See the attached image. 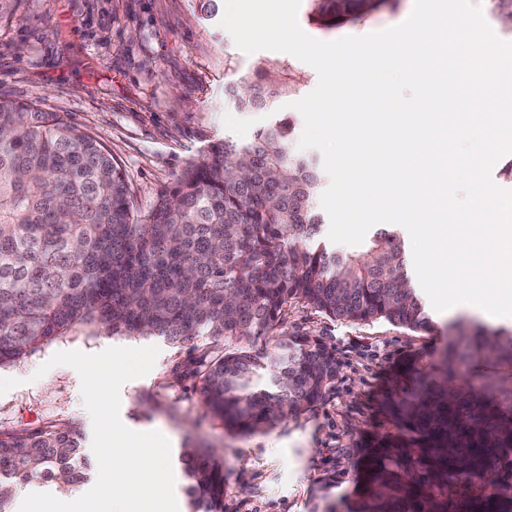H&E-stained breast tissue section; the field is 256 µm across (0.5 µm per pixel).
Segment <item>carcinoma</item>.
Returning a JSON list of instances; mask_svg holds the SVG:
<instances>
[{
	"label": "carcinoma",
	"mask_w": 512,
	"mask_h": 512,
	"mask_svg": "<svg viewBox=\"0 0 512 512\" xmlns=\"http://www.w3.org/2000/svg\"><path fill=\"white\" fill-rule=\"evenodd\" d=\"M309 21L340 27L396 0H308ZM512 33V0H488ZM292 90L288 67L256 70L230 89L243 110H270ZM294 120L253 141H226L190 164L145 215L123 172L66 114L0 98V367L79 330L159 336L190 359L205 411L252 432L301 416L333 388L335 352L292 335L261 358L246 342L272 331L289 303L350 322L425 330L429 317L406 271L404 242L380 230L338 255L319 239L314 158L290 150ZM438 361L402 372L410 386L387 403L396 432L370 448L345 512H512V329L460 321ZM269 372L270 386L259 384ZM79 423L0 433V512L21 484L61 491L83 478ZM188 512H224V457L186 448Z\"/></svg>",
	"instance_id": "cac0c4a2"
}]
</instances>
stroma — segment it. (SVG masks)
<instances>
[{"instance_id":"1","label":"stroma","mask_w":512,"mask_h":512,"mask_svg":"<svg viewBox=\"0 0 512 512\" xmlns=\"http://www.w3.org/2000/svg\"><path fill=\"white\" fill-rule=\"evenodd\" d=\"M413 6L414 0H399L396 9L325 31L309 22L302 0L298 22L309 36L332 41L398 25ZM279 64L296 88L277 97V105L315 89L311 66L284 52L244 53L220 23L203 19L194 0H20L10 23L0 26V97L39 102L87 129L123 170L144 213L211 144L249 143L268 124V111L238 110L229 88L259 67ZM430 317V331L413 332L386 321L335 320L290 303L280 326L256 339L253 352L273 351L285 334L315 336L335 351L339 374L309 411L253 434L226 431L206 415L198 381L179 370L192 347L159 339L151 371L121 388L120 418L132 430H156L169 439L180 512L187 508L180 454L198 443L225 451L224 512H337L354 492L371 440L395 430L385 404L404 392L393 383L399 366L417 354L434 360L449 324L459 319L491 332L512 329L511 318L462 304ZM143 344L80 331L0 369V378L20 381L0 394V432L77 421L92 435L78 373L57 366L42 375L39 367L60 351L94 354Z\"/></svg>"}]
</instances>
